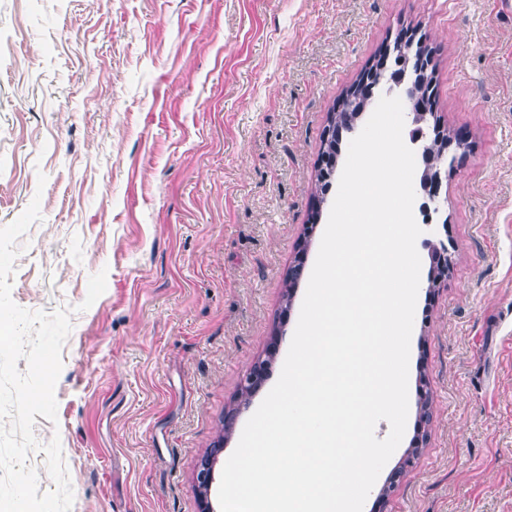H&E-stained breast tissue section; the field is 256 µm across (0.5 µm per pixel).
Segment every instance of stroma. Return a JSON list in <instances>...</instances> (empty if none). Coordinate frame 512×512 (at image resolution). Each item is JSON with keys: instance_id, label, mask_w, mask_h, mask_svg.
Here are the masks:
<instances>
[{"instance_id": "1", "label": "stroma", "mask_w": 512, "mask_h": 512, "mask_svg": "<svg viewBox=\"0 0 512 512\" xmlns=\"http://www.w3.org/2000/svg\"><path fill=\"white\" fill-rule=\"evenodd\" d=\"M406 31L433 49L435 118L469 136L441 224L452 265L420 284L416 410L371 489L384 512H512V7L499 0H0V228L32 200L11 295L71 312L55 386L71 512H200L270 341L278 380L307 288L282 280L313 213L321 140L344 93ZM408 464L397 489L392 469ZM263 360L264 359H262V358L256 359L251 364L245 377L241 381V383H240L241 385L250 388L251 395L248 398V400L238 402L237 408L235 409V411L230 414H227L225 416L224 421L226 422L227 425H229V423L234 424V422L236 420L237 410L239 409V407L247 405L249 403L250 399L255 395V393L258 391V389L261 387L262 383L264 382V380L266 378V374H267V365H266L267 363L266 362L262 363ZM214 461V455L204 458L196 471L195 481L201 501V512L213 511L208 501V491L212 483Z\"/></svg>"}]
</instances>
